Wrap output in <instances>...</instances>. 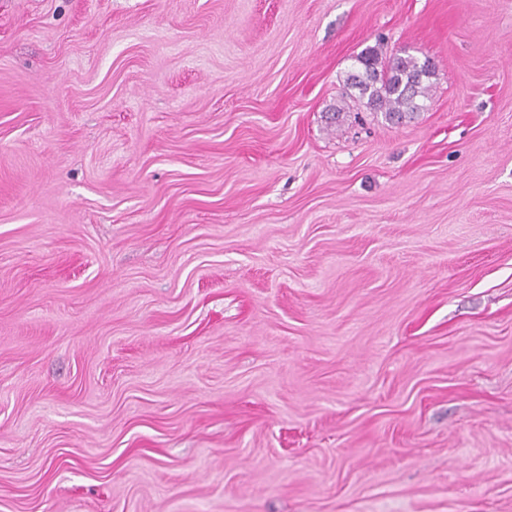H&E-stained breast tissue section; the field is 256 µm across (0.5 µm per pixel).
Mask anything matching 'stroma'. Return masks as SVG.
<instances>
[{"mask_svg":"<svg viewBox=\"0 0 512 512\" xmlns=\"http://www.w3.org/2000/svg\"><path fill=\"white\" fill-rule=\"evenodd\" d=\"M0 512H512V0H0ZM359 69L346 78V88L358 91L366 106L380 112L386 121L399 123L420 112L432 87L429 79L434 67L406 53L382 57L376 48H367L355 56Z\"/></svg>","mask_w":512,"mask_h":512,"instance_id":"1","label":"stroma"}]
</instances>
